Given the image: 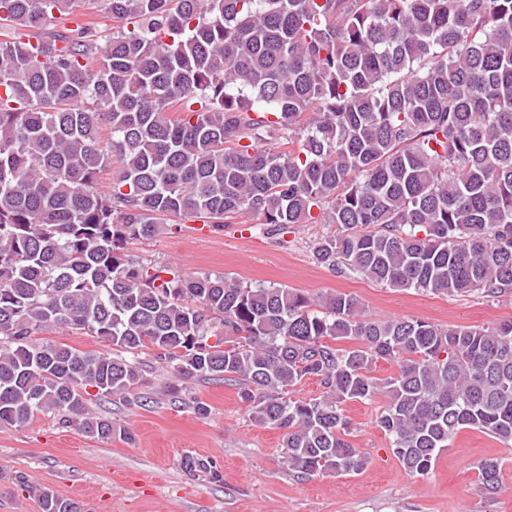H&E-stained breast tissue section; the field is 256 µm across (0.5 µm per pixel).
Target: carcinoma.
I'll return each mask as SVG.
<instances>
[{"label":"carcinoma","instance_id":"cac0c4a2","mask_svg":"<svg viewBox=\"0 0 512 512\" xmlns=\"http://www.w3.org/2000/svg\"><path fill=\"white\" fill-rule=\"evenodd\" d=\"M86 2L0 0V425L56 411L112 440L91 398L126 397L151 349L181 380L235 383L304 479L366 467L351 400L384 398L413 475L465 429L511 445L512 319L378 321L349 293L188 276L127 245L173 218L320 221L337 230L312 255L337 274L512 296V0H109L108 35ZM48 326L112 348L34 343ZM309 378L320 394L292 397ZM477 471L497 493L499 460ZM39 503L81 512L49 488Z\"/></svg>","mask_w":512,"mask_h":512}]
</instances>
